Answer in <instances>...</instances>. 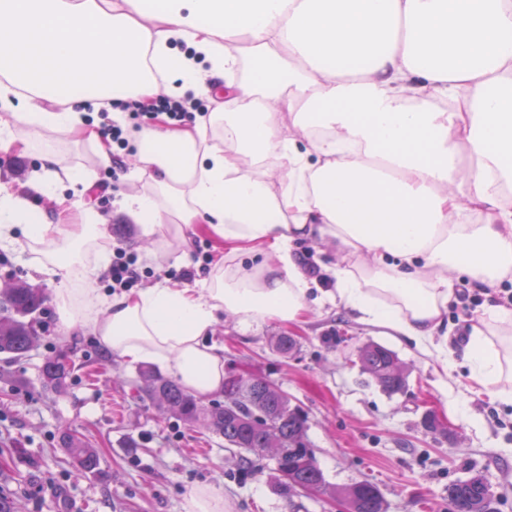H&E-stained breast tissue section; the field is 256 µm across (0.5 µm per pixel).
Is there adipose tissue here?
Wrapping results in <instances>:
<instances>
[{
    "instance_id": "adipose-tissue-1",
    "label": "adipose tissue",
    "mask_w": 512,
    "mask_h": 512,
    "mask_svg": "<svg viewBox=\"0 0 512 512\" xmlns=\"http://www.w3.org/2000/svg\"><path fill=\"white\" fill-rule=\"evenodd\" d=\"M190 91L211 101L223 136L201 118L143 129L136 160L151 189L123 210L165 246L198 224L259 263L216 267L195 288L106 292L104 226L49 222L0 184V246L25 243L59 276L60 299L80 294L67 325L207 399L224 390L220 315L301 319L311 284L292 245L316 235L342 256L335 302L453 363L434 333L455 278L492 291L512 277V0H0V107L13 116L0 149H40V193L63 177L95 188L42 131L76 134L112 162L78 104L111 101L119 120L130 101ZM271 159L288 171L277 191ZM463 360L477 386L512 397V310L473 328Z\"/></svg>"
}]
</instances>
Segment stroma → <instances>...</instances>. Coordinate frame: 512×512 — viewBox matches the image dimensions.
Instances as JSON below:
<instances>
[{"mask_svg": "<svg viewBox=\"0 0 512 512\" xmlns=\"http://www.w3.org/2000/svg\"><path fill=\"white\" fill-rule=\"evenodd\" d=\"M44 138L92 181L106 185L92 213L108 230L107 246H123L147 270L144 285L183 287L177 270L193 266L189 248L166 249L143 239L121 210L128 195L149 190L137 174L136 157L116 150L115 167L102 164L91 143L64 131ZM42 171L39 151L0 150V183L24 195L48 216L80 206V185L59 181L52 195L35 191ZM293 252L310 260L334 290L330 277L341 258L333 244L302 239ZM22 280L44 289L51 299L36 329L39 338L21 360L0 361V450L19 453L20 464L0 463V491L14 496L19 512H183L188 494L210 487L224 500V512H339L326 494L283 497L273 463L262 460L242 471L237 454L221 437L181 419L162 415L135 396L139 365L66 328L52 296L54 275L34 271L28 254L0 248V286ZM500 296L479 293L468 279L457 282L448 305L453 335L469 334ZM294 337L284 356L275 337ZM226 365L250 364L284 391L307 418V436L327 483L348 487L367 479L379 489L386 512H417L419 500L431 512H448L449 484L482 475L497 512H512V402L474 386L463 365L442 369L437 356L327 300L311 303L303 320L266 319L249 324L224 316L215 327ZM395 353L407 374L403 391L382 390L358 359L365 344ZM72 352L76 368L64 394L44 393L40 368L51 352ZM453 427L439 434L425 428L426 411ZM76 431L99 451L101 465L80 474L70 466L59 440L63 428Z\"/></svg>", "mask_w": 512, "mask_h": 512, "instance_id": "1", "label": "stroma"}]
</instances>
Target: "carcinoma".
<instances>
[{
    "mask_svg": "<svg viewBox=\"0 0 512 512\" xmlns=\"http://www.w3.org/2000/svg\"><path fill=\"white\" fill-rule=\"evenodd\" d=\"M47 301L43 290L24 283L0 289V354L5 355V360L21 359L32 349L37 340L33 316L40 313ZM359 360L384 390L397 392L406 386V373L396 355L386 347L366 344L359 349ZM71 370L68 352L60 350L48 355L40 369L42 390L64 393ZM141 377L145 396L161 413L175 415L190 425H201L224 438L227 448L242 453L240 460L247 465L261 460L266 448L289 449L288 463L282 462L275 469L283 496L290 495L294 484L338 497L350 494L348 488L326 483L315 453H307L306 419L298 408L291 406L284 392L271 388L266 378L254 374L239 384L227 380L223 401L204 406L176 378L163 377L148 369L141 371ZM61 443L76 471L92 472L99 468L98 452L83 439L65 431ZM360 485L352 499L353 512H382L383 499L377 486L369 481ZM448 501L453 512H495L494 495L482 479L449 485Z\"/></svg>",
    "mask_w": 512,
    "mask_h": 512,
    "instance_id": "carcinoma-1",
    "label": "carcinoma"
}]
</instances>
